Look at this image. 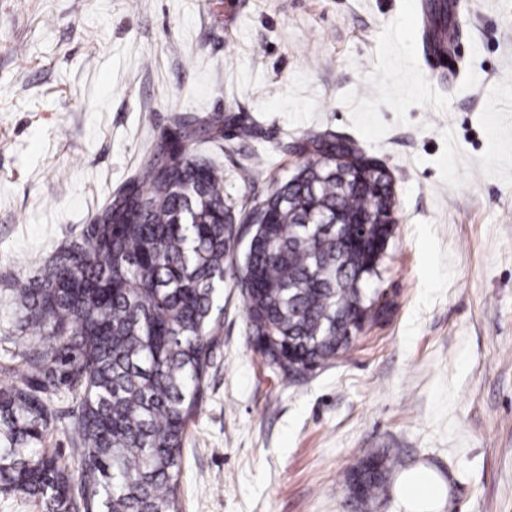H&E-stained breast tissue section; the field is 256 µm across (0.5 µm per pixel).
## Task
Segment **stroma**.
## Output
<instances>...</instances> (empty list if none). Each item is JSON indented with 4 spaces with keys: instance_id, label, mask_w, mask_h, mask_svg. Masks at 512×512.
<instances>
[{
    "instance_id": "35a3bbf8",
    "label": "stroma",
    "mask_w": 512,
    "mask_h": 512,
    "mask_svg": "<svg viewBox=\"0 0 512 512\" xmlns=\"http://www.w3.org/2000/svg\"><path fill=\"white\" fill-rule=\"evenodd\" d=\"M422 0H0V365L10 288L75 241L176 118L256 125L205 139L237 205L292 174L305 132L356 143L391 173L397 224L376 282L392 306L322 370L282 384L253 347L233 279L182 452V512H512V0H459L464 51L430 74ZM399 452L378 502L349 472ZM404 491L408 499L414 505L424 506L442 495V488L431 480L427 475L420 472H413L404 478ZM414 489H419L415 493Z\"/></svg>"
}]
</instances>
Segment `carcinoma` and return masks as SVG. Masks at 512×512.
<instances>
[{"label":"carcinoma","mask_w":512,"mask_h":512,"mask_svg":"<svg viewBox=\"0 0 512 512\" xmlns=\"http://www.w3.org/2000/svg\"><path fill=\"white\" fill-rule=\"evenodd\" d=\"M427 19L428 51L448 52V2L431 4ZM201 133L223 145L224 119L176 121L168 146L151 147L80 240L14 283L13 331L26 346L22 369H0V489L45 512H180L181 452L223 324L226 275L243 290L251 340L287 381L346 352L372 304L397 224L378 161L309 132L293 144L296 173L238 210L224 169L189 151ZM267 161L253 151L244 172ZM236 224L249 235L239 267ZM61 386L73 401L72 465L46 448ZM400 465L395 452L366 457L348 477L353 497L376 498Z\"/></svg>","instance_id":"1"}]
</instances>
